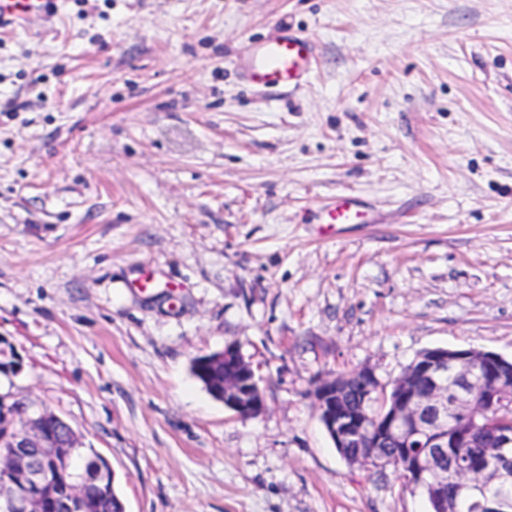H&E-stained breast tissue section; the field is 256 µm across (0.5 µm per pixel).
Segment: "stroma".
I'll return each instance as SVG.
<instances>
[{
	"label": "stroma",
	"mask_w": 512,
	"mask_h": 512,
	"mask_svg": "<svg viewBox=\"0 0 512 512\" xmlns=\"http://www.w3.org/2000/svg\"><path fill=\"white\" fill-rule=\"evenodd\" d=\"M302 32L305 83H247ZM346 196L360 224H327ZM236 342L267 411L190 370ZM512 356V0H65L0 29V394L63 418L125 512H427L349 465L317 379ZM314 56V45L306 36L286 32L247 44L238 65L251 84L283 87L299 84L310 72Z\"/></svg>",
	"instance_id": "obj_1"
}]
</instances>
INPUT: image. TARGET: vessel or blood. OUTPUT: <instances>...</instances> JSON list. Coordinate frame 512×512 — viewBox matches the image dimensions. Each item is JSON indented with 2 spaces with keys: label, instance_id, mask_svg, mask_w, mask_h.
Masks as SVG:
<instances>
[{
  "label": "vessel or blood",
  "instance_id": "obj_1",
  "mask_svg": "<svg viewBox=\"0 0 512 512\" xmlns=\"http://www.w3.org/2000/svg\"><path fill=\"white\" fill-rule=\"evenodd\" d=\"M58 0H0V28H23L45 20L57 9ZM315 56L312 42L304 35H282L246 45L238 65L254 85L283 87L299 84L309 73ZM331 224H357L363 216L352 199L336 197L324 207Z\"/></svg>",
  "mask_w": 512,
  "mask_h": 512
}]
</instances>
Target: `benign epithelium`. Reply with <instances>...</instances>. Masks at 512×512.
Here are the masks:
<instances>
[{
  "label": "benign epithelium",
  "instance_id": "obj_1",
  "mask_svg": "<svg viewBox=\"0 0 512 512\" xmlns=\"http://www.w3.org/2000/svg\"><path fill=\"white\" fill-rule=\"evenodd\" d=\"M224 379L217 387L222 402L241 417L266 412L260 388L261 377L230 342L221 352ZM357 378L365 384L364 399L379 406L374 427L367 413L355 412L338 399L342 382ZM313 398L319 418L336 449L359 448L349 463L366 467L389 463L372 449L394 441L404 448L396 466L407 485L429 493L435 512H448L441 488L452 481L460 485L480 512H512V502L488 493L489 486L512 475V358L477 349L433 348L419 354L409 367L386 387L374 369L365 367L338 378L320 379ZM503 405L509 413L498 429L494 447V470L458 458L448 467L441 460L448 449L463 448L476 428L455 427L452 417L463 412L478 423L483 405ZM55 432L45 425V415L28 418L20 433L0 437V512H83L88 475L72 474L59 496L47 501L45 487L66 475V449L50 447V437L72 432L55 417Z\"/></svg>",
  "mask_w": 512,
  "mask_h": 512
}]
</instances>
